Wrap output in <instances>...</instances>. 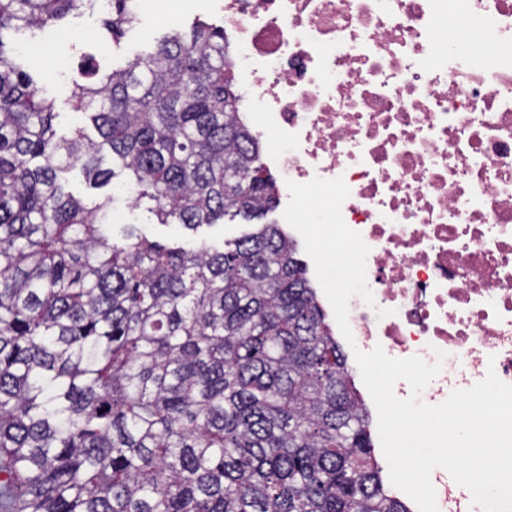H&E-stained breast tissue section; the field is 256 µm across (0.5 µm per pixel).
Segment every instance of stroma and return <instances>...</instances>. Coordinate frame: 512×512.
Segmentation results:
<instances>
[{
    "label": "stroma",
    "instance_id": "35a3bbf8",
    "mask_svg": "<svg viewBox=\"0 0 512 512\" xmlns=\"http://www.w3.org/2000/svg\"><path fill=\"white\" fill-rule=\"evenodd\" d=\"M160 6L167 11V19H159L155 14H139L137 23L126 32L120 43L109 47L103 44L100 18L95 11L69 16L60 26L16 34V42L23 46L22 62L25 69L44 80L56 100L58 115L54 128L57 135H70L75 127L85 123L84 116L73 108L69 100L71 83L80 76L82 57H94L101 69L108 70L123 65L132 52L145 49L147 39L163 36L171 28L186 30L198 19L217 26L223 23L221 0H209L203 8L186 7L185 0H161ZM124 180V175H117L101 192L90 188L80 170L76 169L67 174L64 185L66 192L82 198L90 206L98 202L101 193L116 195L118 201L113 211L115 227L137 225L151 240L163 244L176 241L189 246L199 237L220 246L250 229L248 222L236 219L202 228L198 235L193 236L176 225L160 224L147 205H134L131 195L123 186Z\"/></svg>",
    "mask_w": 512,
    "mask_h": 512
}]
</instances>
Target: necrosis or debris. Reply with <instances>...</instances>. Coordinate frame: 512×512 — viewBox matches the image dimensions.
Listing matches in <instances>:
<instances>
[{"label":"necrosis or debris","instance_id":"obj_1","mask_svg":"<svg viewBox=\"0 0 512 512\" xmlns=\"http://www.w3.org/2000/svg\"><path fill=\"white\" fill-rule=\"evenodd\" d=\"M224 27L278 204L316 176L350 190L375 299L349 303L356 346L444 351L433 405L512 384V0H224Z\"/></svg>","mask_w":512,"mask_h":512}]
</instances>
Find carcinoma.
I'll return each mask as SVG.
<instances>
[{"instance_id": "obj_1", "label": "carcinoma", "mask_w": 512, "mask_h": 512, "mask_svg": "<svg viewBox=\"0 0 512 512\" xmlns=\"http://www.w3.org/2000/svg\"><path fill=\"white\" fill-rule=\"evenodd\" d=\"M115 40L139 0H108ZM94 0H0V512H409L297 243L274 221L222 247L112 231L117 176L160 224L198 231L276 207L240 112L224 29L173 28L121 67L82 61V127L13 36ZM368 411L370 412V415H371V417L369 416V418H370V425H371L370 427H371V433H372V440H373V444L375 446L374 455H375L378 465L381 468V475L383 478L384 485L392 495L400 498L403 502L406 503L407 506H409L410 504H409V500H408L406 494L403 491H401L400 489L394 487L390 482L389 468H388L387 462L384 458L382 448H380L379 443L377 441V435H376L377 423H376L375 415H374L371 407L368 409Z\"/></svg>"}]
</instances>
